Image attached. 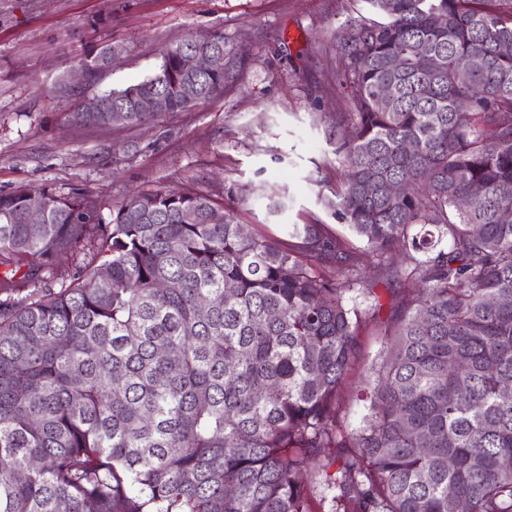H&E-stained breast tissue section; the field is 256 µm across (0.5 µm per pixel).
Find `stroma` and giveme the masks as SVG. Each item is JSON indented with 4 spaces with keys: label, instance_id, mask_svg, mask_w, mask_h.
Masks as SVG:
<instances>
[{
    "label": "stroma",
    "instance_id": "1",
    "mask_svg": "<svg viewBox=\"0 0 512 512\" xmlns=\"http://www.w3.org/2000/svg\"><path fill=\"white\" fill-rule=\"evenodd\" d=\"M365 12L364 0H0V193L79 192L108 221L135 193L193 187L282 240L292 224L348 234L328 205L342 180L331 127L348 109L336 30ZM216 31L242 63L223 96L132 128L74 119L84 100L151 75L169 47ZM107 43L111 67L61 89ZM369 286L349 294L367 314L339 392L337 418L350 431L369 414L355 387L381 362L404 283L387 269Z\"/></svg>",
    "mask_w": 512,
    "mask_h": 512
}]
</instances>
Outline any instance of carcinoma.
<instances>
[{
	"label": "carcinoma",
	"mask_w": 512,
	"mask_h": 512,
	"mask_svg": "<svg viewBox=\"0 0 512 512\" xmlns=\"http://www.w3.org/2000/svg\"><path fill=\"white\" fill-rule=\"evenodd\" d=\"M364 2L373 16L336 31L350 111L329 206L407 282L357 386L365 425L335 416L362 324L347 294L365 275L328 225L294 224L284 242L196 189L136 193L104 225L84 195L44 187L32 235L20 187L0 193V281L11 291L24 262L31 286L0 300V512H311L302 474L325 448L336 512H512V303H492L512 298V0ZM205 40L75 118L104 128L118 103L143 125L158 114L134 111L138 96L173 114L224 94L236 62L181 94ZM417 45L439 66L406 64ZM402 181L408 194L384 193ZM63 252L70 282L42 286Z\"/></svg>",
	"instance_id": "carcinoma-1"
}]
</instances>
